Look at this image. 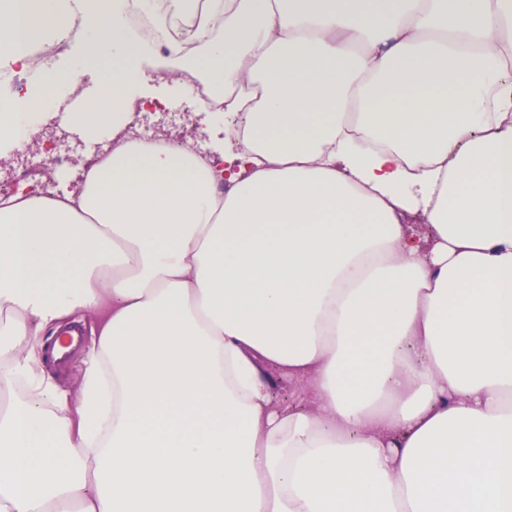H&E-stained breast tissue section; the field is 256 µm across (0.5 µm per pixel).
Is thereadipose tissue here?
Returning a JSON list of instances; mask_svg holds the SVG:
<instances>
[{"mask_svg":"<svg viewBox=\"0 0 512 512\" xmlns=\"http://www.w3.org/2000/svg\"><path fill=\"white\" fill-rule=\"evenodd\" d=\"M68 37L114 148L0 195V512H512V0H0V69ZM175 61L203 156L127 130ZM56 95L0 88V153ZM129 24L131 28L136 31L143 39L147 40L151 44H154L162 54H168L166 46V40L170 38L179 39L181 38L178 34L181 29L171 30L167 39L153 37L151 35L152 25L145 14L138 10H133L129 15ZM93 321L90 316L82 317L81 321L75 322L70 327H77L83 333L82 346L74 351L67 364L60 368H53L48 363L45 366L47 374L52 378L59 391L68 393L70 398L76 397L79 393L82 376L85 369V360L89 350L93 347L97 336L91 333Z\"/></svg>","mask_w":512,"mask_h":512,"instance_id":"obj_1","label":"adipose tissue"}]
</instances>
